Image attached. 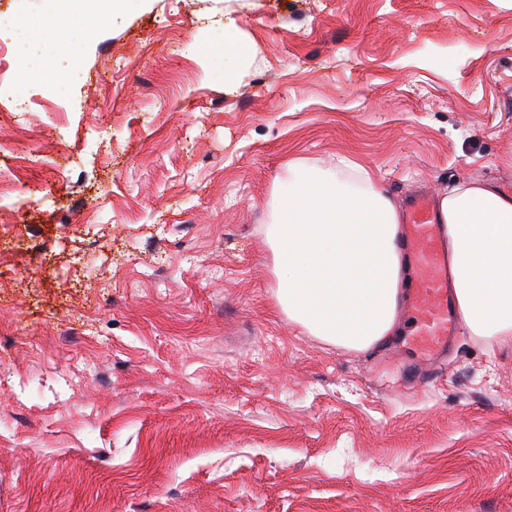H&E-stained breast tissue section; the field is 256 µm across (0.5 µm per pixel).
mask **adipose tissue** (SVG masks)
I'll return each mask as SVG.
<instances>
[{
	"label": "adipose tissue",
	"instance_id": "ef3b65f1",
	"mask_svg": "<svg viewBox=\"0 0 512 512\" xmlns=\"http://www.w3.org/2000/svg\"><path fill=\"white\" fill-rule=\"evenodd\" d=\"M235 28L225 22L224 42L204 51L228 79L249 53L233 39ZM17 29L32 82L55 77L54 52L68 50L86 27L78 18L29 17ZM437 215L462 326L473 336L512 337V195L467 180L440 196ZM401 231L397 205L365 166L342 158L332 172L299 171L277 197L267 233L275 298L289 322L350 351L393 336L407 272Z\"/></svg>",
	"mask_w": 512,
	"mask_h": 512
}]
</instances>
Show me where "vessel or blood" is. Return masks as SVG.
<instances>
[{
	"label": "vessel or blood",
	"instance_id": "obj_1",
	"mask_svg": "<svg viewBox=\"0 0 512 512\" xmlns=\"http://www.w3.org/2000/svg\"><path fill=\"white\" fill-rule=\"evenodd\" d=\"M405 247L417 270L411 341L416 354L428 360L446 346L457 322L448 296V270L442 262L441 226L425 195L408 203Z\"/></svg>",
	"mask_w": 512,
	"mask_h": 512
}]
</instances>
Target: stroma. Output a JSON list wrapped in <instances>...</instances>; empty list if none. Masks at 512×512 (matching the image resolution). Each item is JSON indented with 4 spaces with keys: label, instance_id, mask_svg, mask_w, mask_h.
Segmentation results:
<instances>
[{
    "label": "stroma",
    "instance_id": "1",
    "mask_svg": "<svg viewBox=\"0 0 512 512\" xmlns=\"http://www.w3.org/2000/svg\"><path fill=\"white\" fill-rule=\"evenodd\" d=\"M55 68L0 112V512H512V339L390 390L404 331L301 332L265 238L295 162L512 195V0H140ZM235 29L233 20L224 22V44L210 46L204 50L205 58L210 60L213 67L223 68L225 85L231 80L237 65L249 53L245 42L230 37Z\"/></svg>",
    "mask_w": 512,
    "mask_h": 512
}]
</instances>
